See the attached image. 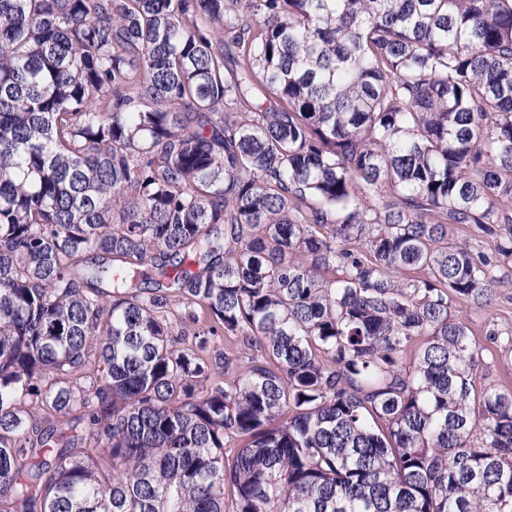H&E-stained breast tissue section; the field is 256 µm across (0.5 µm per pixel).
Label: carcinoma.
Instances as JSON below:
<instances>
[{
  "label": "carcinoma",
  "mask_w": 512,
  "mask_h": 512,
  "mask_svg": "<svg viewBox=\"0 0 512 512\" xmlns=\"http://www.w3.org/2000/svg\"><path fill=\"white\" fill-rule=\"evenodd\" d=\"M506 266L512 0H0V512H512ZM456 306L459 315L468 323L478 347L477 386L512 387V346L510 341L507 342L512 335L499 336L497 344H491L486 336L490 330L512 331V286L496 288L487 307Z\"/></svg>",
  "instance_id": "obj_1"
}]
</instances>
